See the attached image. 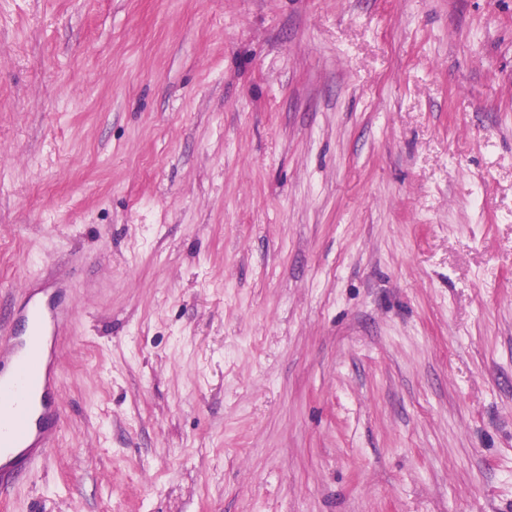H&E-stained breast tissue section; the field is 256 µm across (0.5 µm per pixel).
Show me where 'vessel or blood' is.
<instances>
[{
  "label": "vessel or blood",
  "instance_id": "vessel-or-blood-1",
  "mask_svg": "<svg viewBox=\"0 0 512 512\" xmlns=\"http://www.w3.org/2000/svg\"><path fill=\"white\" fill-rule=\"evenodd\" d=\"M14 304L0 335V494L28 480L36 465L50 456L63 422L53 349L75 314L66 296L53 293L33 299L28 284Z\"/></svg>",
  "mask_w": 512,
  "mask_h": 512
}]
</instances>
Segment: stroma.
<instances>
[{
    "mask_svg": "<svg viewBox=\"0 0 512 512\" xmlns=\"http://www.w3.org/2000/svg\"><path fill=\"white\" fill-rule=\"evenodd\" d=\"M26 280L0 512H512V0H0ZM19 288L23 299L0 330V455L10 452L0 464L1 495L28 480L56 449L63 408L52 345L75 315V306L60 293L34 300L28 282Z\"/></svg>",
    "mask_w": 512,
    "mask_h": 512,
    "instance_id": "stroma-1",
    "label": "stroma"
}]
</instances>
